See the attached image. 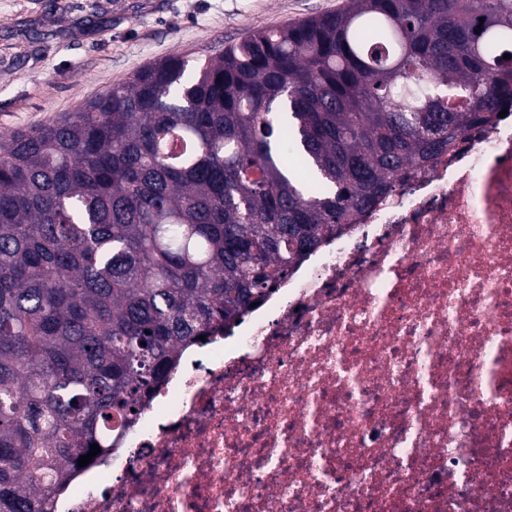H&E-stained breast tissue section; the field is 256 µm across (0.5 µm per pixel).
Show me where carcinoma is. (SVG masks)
<instances>
[{"instance_id": "cac0c4a2", "label": "carcinoma", "mask_w": 512, "mask_h": 512, "mask_svg": "<svg viewBox=\"0 0 512 512\" xmlns=\"http://www.w3.org/2000/svg\"><path fill=\"white\" fill-rule=\"evenodd\" d=\"M512 0H347L0 134V512H48L186 350L512 109Z\"/></svg>"}]
</instances>
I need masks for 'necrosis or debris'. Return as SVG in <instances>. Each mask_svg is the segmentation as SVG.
I'll list each match as a JSON object with an SVG mask.
<instances>
[{
	"instance_id": "necrosis-or-debris-1",
	"label": "necrosis or debris",
	"mask_w": 512,
	"mask_h": 512,
	"mask_svg": "<svg viewBox=\"0 0 512 512\" xmlns=\"http://www.w3.org/2000/svg\"><path fill=\"white\" fill-rule=\"evenodd\" d=\"M52 512H512V121L185 353Z\"/></svg>"
}]
</instances>
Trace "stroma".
Listing matches in <instances>:
<instances>
[{"instance_id":"stroma-1","label":"stroma","mask_w":512,"mask_h":512,"mask_svg":"<svg viewBox=\"0 0 512 512\" xmlns=\"http://www.w3.org/2000/svg\"><path fill=\"white\" fill-rule=\"evenodd\" d=\"M345 0H0V133L77 111L140 68L214 55Z\"/></svg>"}]
</instances>
